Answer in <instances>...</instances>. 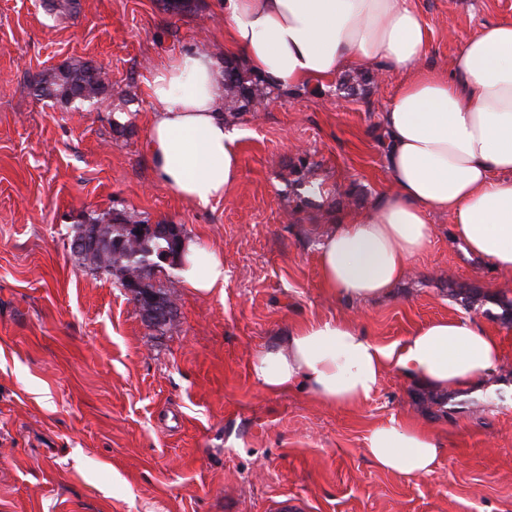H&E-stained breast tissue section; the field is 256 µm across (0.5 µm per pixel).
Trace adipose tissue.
<instances>
[{
  "label": "adipose tissue",
  "mask_w": 512,
  "mask_h": 512,
  "mask_svg": "<svg viewBox=\"0 0 512 512\" xmlns=\"http://www.w3.org/2000/svg\"><path fill=\"white\" fill-rule=\"evenodd\" d=\"M224 40L254 73L284 90L318 84L351 67L379 66L399 83L381 115L389 186L318 246L321 281L350 301L387 297L432 239L430 218L449 215L467 251L512 271V21L461 38L450 72L423 66L428 28L411 0H224ZM153 103L149 152L160 183L205 206L241 174L243 134L221 115L224 77L207 54L162 63L146 82ZM180 284L224 292V260L186 242ZM501 343L467 317L428 322L382 346L358 325L311 321L259 350L250 373L262 389L292 388L354 408L393 368L434 390L465 388L494 371ZM367 456L405 477L434 472L444 450L416 427L371 429Z\"/></svg>",
  "instance_id": "adipose-tissue-1"
}]
</instances>
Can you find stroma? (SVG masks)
I'll return each mask as SVG.
<instances>
[{
  "instance_id": "obj_1",
  "label": "stroma",
  "mask_w": 512,
  "mask_h": 512,
  "mask_svg": "<svg viewBox=\"0 0 512 512\" xmlns=\"http://www.w3.org/2000/svg\"><path fill=\"white\" fill-rule=\"evenodd\" d=\"M0 0V512H512V273L468 257L448 216L390 296L328 294L318 244L388 182L381 122L398 82L375 74L275 90L231 125L246 130L240 184L200 207L160 184L149 156L151 70L224 44L223 0ZM427 66L460 37L512 20V0H414ZM102 69L101 101L38 96L70 61ZM316 192L296 197L292 166ZM173 224L224 258L223 296L176 289L171 324L72 250L88 216ZM469 317L498 336V370L437 394L395 371L353 409L300 390L266 393L254 354L296 326L351 320L387 345L432 320ZM397 421L438 437L434 472L404 477L365 453Z\"/></svg>"
}]
</instances>
